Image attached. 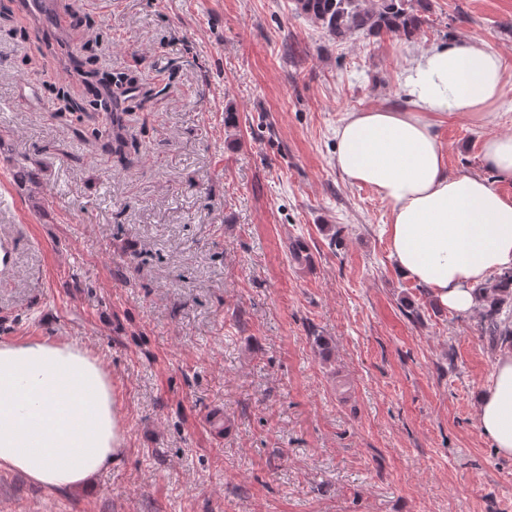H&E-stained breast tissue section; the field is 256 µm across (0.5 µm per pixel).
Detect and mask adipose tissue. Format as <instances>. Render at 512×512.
<instances>
[{
	"label": "adipose tissue",
	"instance_id": "1",
	"mask_svg": "<svg viewBox=\"0 0 512 512\" xmlns=\"http://www.w3.org/2000/svg\"><path fill=\"white\" fill-rule=\"evenodd\" d=\"M500 54L479 42L422 52L403 79L408 106L349 113L336 130L335 165L390 207L386 228L399 272L445 308L475 313L477 285L512 270V199L479 175H452L438 138L453 113L486 115L502 100ZM482 164L512 181V135L488 134ZM478 424L512 456V353L478 395ZM112 381L86 350L36 339L0 343V468L59 493L123 454Z\"/></svg>",
	"mask_w": 512,
	"mask_h": 512
}]
</instances>
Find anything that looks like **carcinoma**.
I'll list each match as a JSON object with an SVG mask.
<instances>
[{"label":"carcinoma","mask_w":512,"mask_h":512,"mask_svg":"<svg viewBox=\"0 0 512 512\" xmlns=\"http://www.w3.org/2000/svg\"><path fill=\"white\" fill-rule=\"evenodd\" d=\"M295 11L308 16L330 37L343 40L354 32L369 36L394 34L406 40L421 30V12L428 0H294ZM112 97V153L124 156L123 136L125 103L135 96L134 83L125 76L115 77ZM488 308L481 312V332L495 345L512 348V320L502 317L503 309L512 306V271L496 277L481 287Z\"/></svg>","instance_id":"1"}]
</instances>
